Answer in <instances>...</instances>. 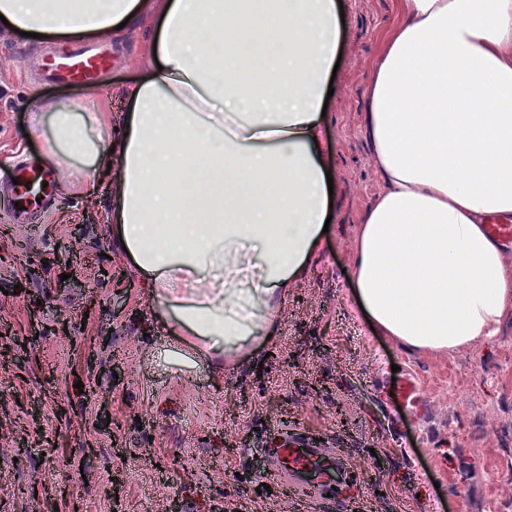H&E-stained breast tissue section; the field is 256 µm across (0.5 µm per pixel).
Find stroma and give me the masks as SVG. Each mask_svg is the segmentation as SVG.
<instances>
[{
	"mask_svg": "<svg viewBox=\"0 0 512 512\" xmlns=\"http://www.w3.org/2000/svg\"><path fill=\"white\" fill-rule=\"evenodd\" d=\"M345 23L324 122L333 221L273 313L276 331L215 372L182 366L143 275L113 241L112 191L83 162L56 165L57 205L40 224L0 210V512H317L271 481L272 431L333 445L364 492L358 512H486L512 501V308L498 333L450 351L408 349L371 330L349 274L384 184L363 118L372 67L397 0H339ZM153 21L118 36L96 89L40 80L69 38H22L0 22V176L44 158L34 118L113 94L149 66ZM82 236L67 246L74 225ZM76 323L71 335L63 321ZM411 376L421 409L401 407ZM121 481L118 499L103 488ZM270 483L272 492L253 489Z\"/></svg>",
	"mask_w": 512,
	"mask_h": 512,
	"instance_id": "obj_1",
	"label": "stroma"
}]
</instances>
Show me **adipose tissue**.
<instances>
[{
	"mask_svg": "<svg viewBox=\"0 0 512 512\" xmlns=\"http://www.w3.org/2000/svg\"><path fill=\"white\" fill-rule=\"evenodd\" d=\"M365 126L384 190L357 240L356 297L412 349L495 336L512 302V0H398ZM269 15L267 30L244 24ZM14 28L117 34L157 16L159 69L124 87L122 147L97 113L53 108L49 163L108 160L112 239L145 275L181 350L208 365L271 334L330 213L320 128L336 0H0Z\"/></svg>",
	"mask_w": 512,
	"mask_h": 512,
	"instance_id": "1",
	"label": "adipose tissue"
}]
</instances>
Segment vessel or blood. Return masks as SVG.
Instances as JSON below:
<instances>
[{
    "label": "vessel or blood",
    "mask_w": 512,
    "mask_h": 512,
    "mask_svg": "<svg viewBox=\"0 0 512 512\" xmlns=\"http://www.w3.org/2000/svg\"><path fill=\"white\" fill-rule=\"evenodd\" d=\"M108 64V58L96 47H75L67 53L48 56L41 76L46 80L79 83L91 88L95 85L96 74ZM54 180L51 170L22 164L15 171L14 183L8 184L0 200L4 201L16 223H30L51 208ZM267 455L270 476L287 482L292 496L310 498L323 512H349V491L337 482L341 462L335 449L288 435L269 448Z\"/></svg>",
    "instance_id": "b4317fda"
}]
</instances>
